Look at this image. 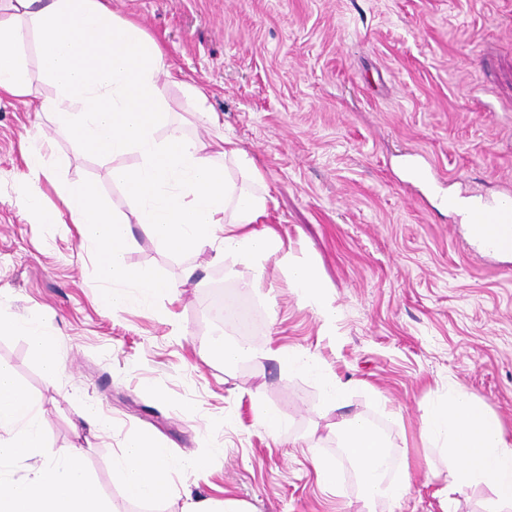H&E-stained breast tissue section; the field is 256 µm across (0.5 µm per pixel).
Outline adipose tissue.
<instances>
[{"label":"adipose tissue","mask_w":512,"mask_h":512,"mask_svg":"<svg viewBox=\"0 0 512 512\" xmlns=\"http://www.w3.org/2000/svg\"><path fill=\"white\" fill-rule=\"evenodd\" d=\"M34 38L41 73L55 89L37 109L49 113L78 145L107 157L137 155L138 165L114 171L133 203L130 213L111 211L97 191L85 183L70 184L63 209L45 204L39 186L46 173L38 141H30L27 165L30 187L23 205L40 224L71 219L95 247L94 261L104 279L113 283L103 295L105 305L119 309L138 299L172 292L173 285L155 273L127 264L133 243L129 225L169 253H186L219 241L216 259L233 258L227 275L240 287H261L266 262L277 256L278 267L302 297L311 303L324 326L336 321V310L325 296L315 272L271 227L262 225L267 198L238 188L217 166L216 156L238 169L254 185L264 176L246 153L227 138L216 152L168 128V112L158 86L165 68L159 44L138 24L116 15L106 0H0V97H31L32 85L18 47ZM23 332L48 377L63 368L56 339L37 321L0 314V334ZM260 353L284 371H301L322 388L326 404L343 408L345 384L313 356L265 346L228 344L225 361ZM341 453L355 468L366 512L381 502H399L413 489L409 470L388 476L391 457L387 439L361 416L338 423ZM420 435L440 447L448 459V491L485 483L500 502L512 505V441L502 424L478 399L458 392L434 404L423 416ZM41 409L11 369L0 363V462L31 461L21 482L0 480V512H112L98 494L77 448H61L53 461L42 458ZM131 498L152 500L169 490L172 464L150 438L131 435L118 459Z\"/></svg>","instance_id":"1"}]
</instances>
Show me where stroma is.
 <instances>
[{"label":"stroma","instance_id":"obj_1","mask_svg":"<svg viewBox=\"0 0 512 512\" xmlns=\"http://www.w3.org/2000/svg\"><path fill=\"white\" fill-rule=\"evenodd\" d=\"M139 22L222 119L202 127L196 102L160 78L170 119L208 144L233 139L270 191L264 223L313 266L336 309L324 327L281 275L250 291L226 278L212 250H160L140 228L128 262L179 284L112 312L109 284L75 224H37L19 202L24 151L47 136L62 208L74 182L96 185L110 208L130 209L110 159L77 146L47 114L0 100V309L39 319L65 367L45 378L23 334L0 335L8 364L40 401L44 455L77 446L114 512H185L230 496L247 512H364L354 468L340 460L336 423L362 414L390 437L411 496L377 512H499L494 491L473 485L443 498L448 461L423 442L425 411L459 390L481 400L512 439V256H489L469 238L447 196L512 193V0H111ZM195 277L183 284L187 267ZM253 314L246 341L315 356L348 384L344 411L329 410L309 377L259 357L225 363L234 340L212 318L215 288ZM283 415L270 435L253 405ZM95 408L111 428L79 415ZM151 436L198 471L173 469L157 501L130 498L115 468L129 435ZM339 459L336 489L313 460Z\"/></svg>","mask_w":512,"mask_h":512}]
</instances>
